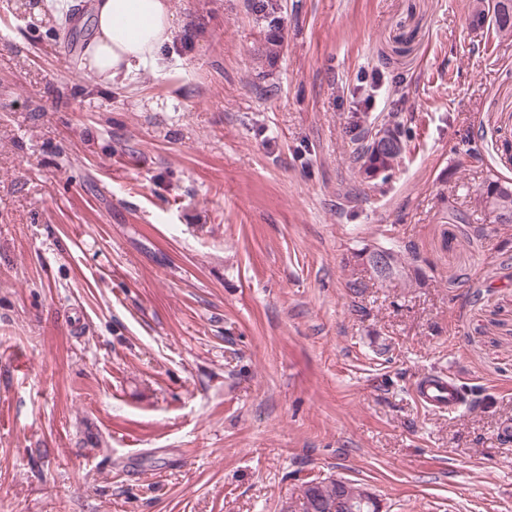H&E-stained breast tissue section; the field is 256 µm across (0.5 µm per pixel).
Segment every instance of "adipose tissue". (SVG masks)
<instances>
[{"mask_svg":"<svg viewBox=\"0 0 512 512\" xmlns=\"http://www.w3.org/2000/svg\"><path fill=\"white\" fill-rule=\"evenodd\" d=\"M93 24L87 67L114 85L157 68L177 31L170 0H96Z\"/></svg>","mask_w":512,"mask_h":512,"instance_id":"1","label":"adipose tissue"}]
</instances>
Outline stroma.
Returning a JSON list of instances; mask_svg holds the SVG:
<instances>
[{"label":"stroma","instance_id":"obj_1","mask_svg":"<svg viewBox=\"0 0 512 512\" xmlns=\"http://www.w3.org/2000/svg\"><path fill=\"white\" fill-rule=\"evenodd\" d=\"M51 2L0 10V512H300L336 478L512 512V224L477 202L512 180V37L469 0H281L269 59L247 0H170L160 68L106 86L93 0ZM408 243L413 288L357 256ZM451 375L475 407H423ZM386 127V128H385ZM408 127H406L403 123L399 122L393 125H386L379 129L375 135H379L377 137H372L371 142L366 144L364 147H362L361 151L358 153V160L361 162L360 169H362L364 166H375L376 168L380 169L383 174L392 171L395 166H397L401 159V154L403 150V145L405 138L408 136L409 132ZM390 131L392 133H395L398 135V137L401 140L402 143V150L399 148L400 142L399 140L390 134L381 133V131ZM379 144V140H384L381 143V146H386L388 148H391L394 146L395 148H399L397 151L393 153H382L379 155L375 154V151L373 149L374 140Z\"/></svg>","mask_w":512,"mask_h":512}]
</instances>
